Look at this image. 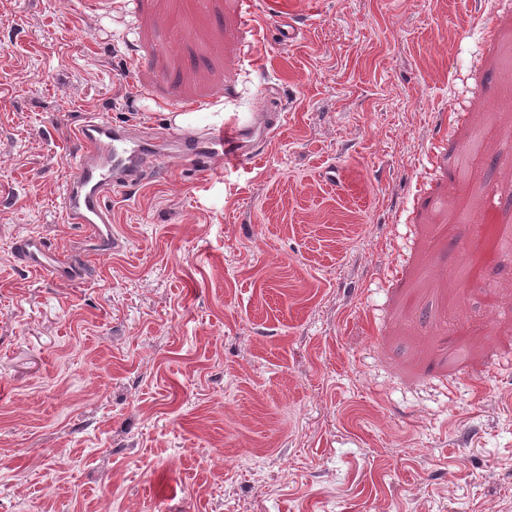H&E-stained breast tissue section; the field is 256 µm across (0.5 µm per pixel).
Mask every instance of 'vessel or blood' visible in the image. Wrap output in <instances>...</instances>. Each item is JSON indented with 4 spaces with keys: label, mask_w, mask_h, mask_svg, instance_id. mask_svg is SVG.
Masks as SVG:
<instances>
[{
    "label": "vessel or blood",
    "mask_w": 512,
    "mask_h": 512,
    "mask_svg": "<svg viewBox=\"0 0 512 512\" xmlns=\"http://www.w3.org/2000/svg\"><path fill=\"white\" fill-rule=\"evenodd\" d=\"M243 128L209 131L206 137L175 141L176 157L206 165L218 158L241 161ZM83 150L67 165L68 174L61 206L68 223L80 225L92 240L113 243L112 213L106 203L116 191L138 184L158 162L151 142L133 140L127 128L111 120L90 115L76 129ZM17 251L29 268L67 278L72 267L67 259L50 252L36 235L20 239Z\"/></svg>",
    "instance_id": "1"
}]
</instances>
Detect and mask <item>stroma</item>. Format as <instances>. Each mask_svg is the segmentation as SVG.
Returning <instances> with one entry per match:
<instances>
[{
    "label": "stroma",
    "mask_w": 512,
    "mask_h": 512,
    "mask_svg": "<svg viewBox=\"0 0 512 512\" xmlns=\"http://www.w3.org/2000/svg\"><path fill=\"white\" fill-rule=\"evenodd\" d=\"M181 101L280 120L113 194L100 250L59 202L77 124L168 150ZM491 224L512 0H0V512H512V247L464 278ZM16 248L29 269L63 278H70L72 277L71 273H74L68 260L59 254L50 252L42 238L37 235L20 239Z\"/></svg>",
    "instance_id": "obj_1"
}]
</instances>
